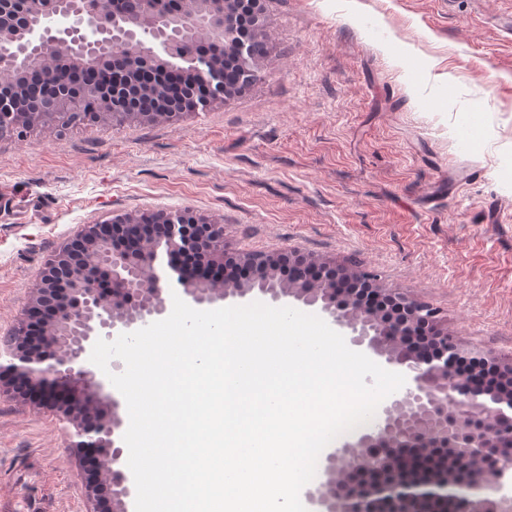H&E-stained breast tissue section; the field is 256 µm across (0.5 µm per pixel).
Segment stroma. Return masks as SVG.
Instances as JSON below:
<instances>
[{
  "label": "stroma",
  "instance_id": "obj_1",
  "mask_svg": "<svg viewBox=\"0 0 512 512\" xmlns=\"http://www.w3.org/2000/svg\"><path fill=\"white\" fill-rule=\"evenodd\" d=\"M503 0H264L244 93L167 123L0 138V356L82 225L188 210L226 254L376 273L512 364V33ZM75 429L0 397V512H86Z\"/></svg>",
  "mask_w": 512,
  "mask_h": 512
}]
</instances>
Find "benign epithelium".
Returning <instances> with one entry per match:
<instances>
[{
  "instance_id": "7a95c632",
  "label": "benign epithelium",
  "mask_w": 512,
  "mask_h": 512,
  "mask_svg": "<svg viewBox=\"0 0 512 512\" xmlns=\"http://www.w3.org/2000/svg\"><path fill=\"white\" fill-rule=\"evenodd\" d=\"M155 0L152 16L122 22L118 0H0V72L11 73L21 91L28 73L41 69L45 52L57 68L80 76L95 64L112 72L125 55L127 69H170L207 75L204 90L186 104L163 112H131L112 100L104 87L66 90L51 110L19 108L0 102V133L24 135L34 129L60 133L80 120L99 122L170 121L204 109L238 93L224 85V58L209 46L232 47L237 60L253 56L252 40L233 19H251L252 34L261 28L260 0H191L188 8ZM197 254L184 269L179 258ZM181 279L183 299L202 306L230 299L270 298L290 305L295 300L318 307L332 322L351 331V344L405 376L404 388L377 409L375 429L327 451L321 474L304 491L314 512H359L350 479L369 478L365 492L389 499L394 512H418L419 503L434 495L432 487L393 475L387 452L415 444L425 452L457 453L472 463L497 460L478 481L505 503H512V457L498 454L497 437L512 421V401L493 393L466 389L455 373L461 351L456 340L438 327V312L428 304L393 289L377 288L378 300L396 310L386 314L365 303L360 286L370 278L330 261L301 258L316 275L290 281L283 274L285 255L246 253L237 260L252 272L247 280L228 279L224 268V225L189 212L164 211L146 217L117 215L85 224L47 264L40 287L21 314L9 340V361L0 363V382L10 380V393L37 408H62L76 424L75 448L95 453L96 473L86 482L89 512H99V485L109 500L108 512H129L135 499L131 476L114 472L121 464L123 421L120 402L105 391L96 366L89 361L97 339L131 333L154 322L167 308L155 270L160 255ZM40 332V349L22 342Z\"/></svg>"
}]
</instances>
